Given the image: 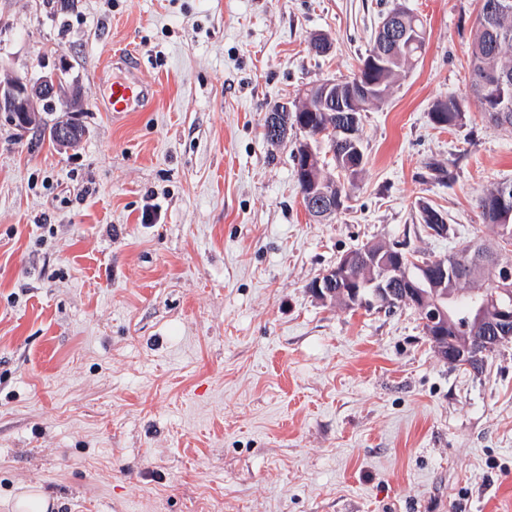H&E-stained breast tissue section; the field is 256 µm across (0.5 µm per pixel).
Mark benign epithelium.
I'll return each mask as SVG.
<instances>
[{
	"label": "benign epithelium",
	"mask_w": 512,
	"mask_h": 512,
	"mask_svg": "<svg viewBox=\"0 0 512 512\" xmlns=\"http://www.w3.org/2000/svg\"><path fill=\"white\" fill-rule=\"evenodd\" d=\"M382 47L392 50L408 49L421 40L419 29L413 30L400 24V16L389 14L376 32ZM346 83L352 88L360 81L352 78L320 82L322 103L331 111H359V104H336V83ZM300 104L292 106L283 102L274 106L268 115L270 136L276 142L288 137L292 130L304 132L308 127L296 122L294 112ZM83 111L79 91L64 87L59 72L53 70L36 78L15 76L0 81V120L6 121L18 132L25 133L40 121L42 112H63L65 117L56 121L60 134L71 136L79 128L74 115ZM357 117L350 115L328 125V138H318V143L334 146L356 143ZM307 201L309 216L322 220L336 213V194L325 187L313 189ZM314 296L323 304L337 302L355 308L392 309L408 305L418 314L426 337L435 353L444 361L478 362L480 354L488 353L512 340V303L488 297L482 289H473L476 300L475 327L486 332L484 336H450L452 325L448 301L454 294L448 292V263L444 260H418L411 253L396 252L391 248L370 245L360 252L343 255L335 266L322 272L313 286Z\"/></svg>",
	"instance_id": "1"
}]
</instances>
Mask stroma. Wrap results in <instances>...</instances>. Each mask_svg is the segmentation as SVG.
<instances>
[{
    "label": "stroma",
    "mask_w": 512,
    "mask_h": 512,
    "mask_svg": "<svg viewBox=\"0 0 512 512\" xmlns=\"http://www.w3.org/2000/svg\"><path fill=\"white\" fill-rule=\"evenodd\" d=\"M424 50L361 124L365 165L318 222L269 111L349 76L394 7ZM479 0H0V81L65 69L73 147L0 122V512H512V342L443 361L411 307L317 300L368 243H497L478 197L512 130L471 87ZM328 39L319 56L312 37ZM132 54L154 90L111 112ZM463 100L461 125L429 118ZM428 204L447 220L434 236ZM462 104L452 96L448 99H437L430 107V120L439 127L460 125L465 117ZM54 500L40 488L20 493L15 501L16 512H49Z\"/></svg>",
    "instance_id": "stroma-1"
}]
</instances>
